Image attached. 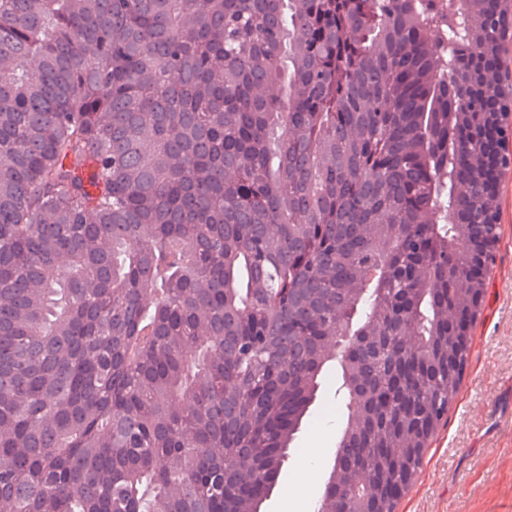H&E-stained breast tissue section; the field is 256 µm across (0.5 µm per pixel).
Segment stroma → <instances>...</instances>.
<instances>
[{"instance_id": "stroma-1", "label": "stroma", "mask_w": 512, "mask_h": 512, "mask_svg": "<svg viewBox=\"0 0 512 512\" xmlns=\"http://www.w3.org/2000/svg\"><path fill=\"white\" fill-rule=\"evenodd\" d=\"M500 199V241L460 389L397 512H512V171ZM335 390L328 381L264 512H313L336 448L335 422L320 417Z\"/></svg>"}]
</instances>
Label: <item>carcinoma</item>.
Masks as SVG:
<instances>
[{
    "mask_svg": "<svg viewBox=\"0 0 512 512\" xmlns=\"http://www.w3.org/2000/svg\"><path fill=\"white\" fill-rule=\"evenodd\" d=\"M508 24L0 0V512H261L333 370L314 512H396L500 239Z\"/></svg>",
    "mask_w": 512,
    "mask_h": 512,
    "instance_id": "obj_1",
    "label": "carcinoma"
}]
</instances>
